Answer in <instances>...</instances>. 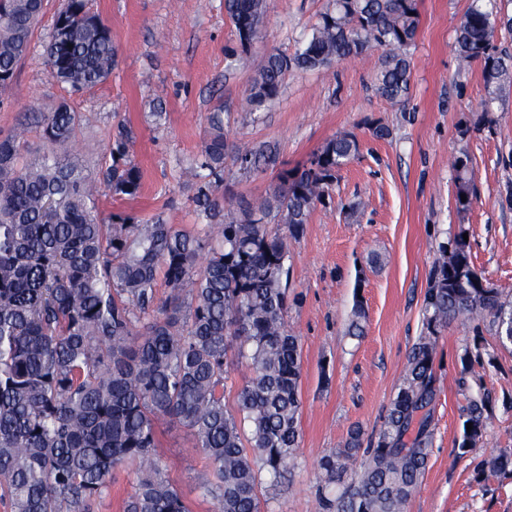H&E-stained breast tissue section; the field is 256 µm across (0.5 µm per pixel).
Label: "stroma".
<instances>
[{"mask_svg": "<svg viewBox=\"0 0 512 512\" xmlns=\"http://www.w3.org/2000/svg\"><path fill=\"white\" fill-rule=\"evenodd\" d=\"M332 3L267 0L262 33L241 53L224 0H90L112 31L117 64L105 82L69 97L46 67L64 0H45L30 51L0 99V135L29 112L67 102L81 116L74 148L93 171L117 127H131L140 193H103L98 208L101 218L119 213L138 223H197L196 188L184 171L199 158L214 111L223 113L229 144L276 153L263 171L226 157L218 194L226 204L269 193L279 171L301 166L335 135L358 140L359 154L298 236L269 227L288 248V323L301 353L303 407L300 449L285 483L262 486V512H321L318 456L341 450L352 429L366 443L377 436L408 354L426 333L424 299L441 243L467 235L477 272L512 301V94L489 102L482 62H458L456 32L471 0H418L419 27L407 49L410 90L401 103L375 93L384 52L373 48L314 71H289L273 103L243 110L265 56L294 52ZM381 126L388 136L377 137ZM463 173L471 180L464 210L456 202ZM358 303L366 319L357 337L348 326ZM435 374L428 467L405 512H512V479L484 465L512 448V345L499 343L492 317L451 323L439 333ZM482 396L486 431L456 457L467 407ZM160 442L167 478L192 512H211L197 488L206 461L191 453L188 431L162 424Z\"/></svg>", "mask_w": 512, "mask_h": 512, "instance_id": "35a3bbf8", "label": "stroma"}]
</instances>
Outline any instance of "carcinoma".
Instances as JSON below:
<instances>
[{
	"label": "carcinoma",
	"mask_w": 512,
	"mask_h": 512,
	"mask_svg": "<svg viewBox=\"0 0 512 512\" xmlns=\"http://www.w3.org/2000/svg\"><path fill=\"white\" fill-rule=\"evenodd\" d=\"M44 0H0V95L17 76ZM239 43L247 48L266 13V0H224ZM416 0H334L311 37L294 53H270L246 98L251 112L280 94L290 70H314L386 50L376 91L396 104L410 88L405 49L417 34ZM497 0H472L456 37L460 59L484 63L491 99L512 90V56L492 52ZM112 32L90 14L88 0H68L47 47L51 78L68 94L102 83L116 64ZM45 147L23 159L18 133L0 137V497L10 512H90L110 491L119 466L135 469L125 512H190L164 476L157 425L176 421L208 472L198 484L213 512H261L260 473L282 482L300 447L301 356L288 329V251L268 232L283 224L298 235L337 175L359 154L350 134L328 139L308 161L282 170L260 201L245 198L223 210L226 137L221 113L210 115L201 159L186 170L196 186L200 224L179 229L157 219L136 224L98 216V197L140 192L139 168L128 160L135 140L118 127L94 177L76 153L56 146L72 139L79 115L67 103L34 114ZM237 161L258 170L274 164L261 150L240 149ZM423 310L427 335L408 355L376 445L359 469L353 430L344 450L317 460L325 485L322 512H404L428 466L436 397L437 333L449 322L493 317L497 337L512 344V303L496 288L473 283L463 238L440 246ZM168 295L157 302L158 279ZM250 371L237 409L224 406L228 353ZM484 400H472L457 456L483 437ZM484 465L512 473V451Z\"/></svg>",
	"instance_id": "carcinoma-1"
}]
</instances>
